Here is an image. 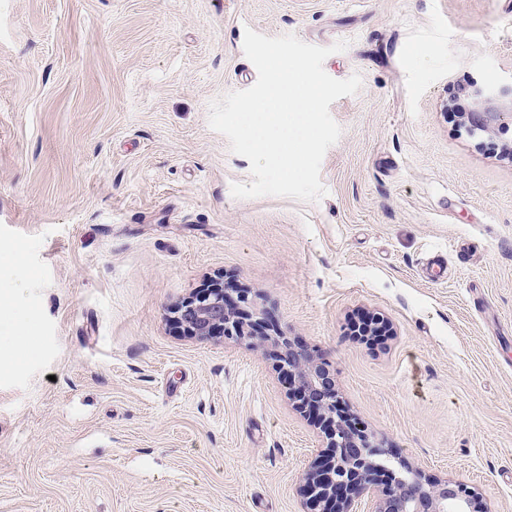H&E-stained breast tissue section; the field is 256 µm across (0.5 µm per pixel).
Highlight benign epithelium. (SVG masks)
<instances>
[{"instance_id": "1", "label": "benign epithelium", "mask_w": 512, "mask_h": 512, "mask_svg": "<svg viewBox=\"0 0 512 512\" xmlns=\"http://www.w3.org/2000/svg\"><path fill=\"white\" fill-rule=\"evenodd\" d=\"M466 97L476 105L469 119L484 130L501 125L504 115L512 116V85H472ZM232 292L223 280L212 282L182 301L175 311L177 323L200 339L252 336L260 323L248 318ZM385 329L380 316L362 323L364 336H381ZM271 347L299 407L327 430L328 451L313 461L305 478L312 512H485L478 492L465 483L433 479L403 463L398 469L378 465L397 454L374 445L364 426L344 410L335 373L285 335L274 337Z\"/></svg>"}]
</instances>
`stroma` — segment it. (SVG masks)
I'll return each instance as SVG.
<instances>
[{"mask_svg":"<svg viewBox=\"0 0 512 512\" xmlns=\"http://www.w3.org/2000/svg\"><path fill=\"white\" fill-rule=\"evenodd\" d=\"M248 28L349 43L319 201L231 194L208 111L257 80ZM510 80L512 0H0V512H309L279 332L375 444L512 512V125L448 112ZM219 277L259 335L174 322Z\"/></svg>","mask_w":512,"mask_h":512,"instance_id":"obj_1","label":"stroma"}]
</instances>
